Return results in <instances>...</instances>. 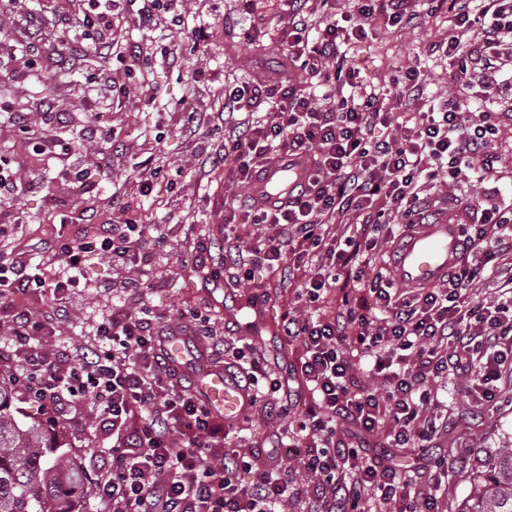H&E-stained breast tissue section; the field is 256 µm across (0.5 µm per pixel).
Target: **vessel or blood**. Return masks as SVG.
Wrapping results in <instances>:
<instances>
[{
	"mask_svg": "<svg viewBox=\"0 0 512 512\" xmlns=\"http://www.w3.org/2000/svg\"><path fill=\"white\" fill-rule=\"evenodd\" d=\"M301 170L300 159L293 157L264 167L259 187L266 204L287 201L289 192L300 179ZM459 257L456 224L441 217L435 223L417 225L405 234L397 249L396 279L404 286L439 283ZM197 392L209 408L229 421L241 418L250 407V395L245 385L232 373L208 364L201 367Z\"/></svg>",
	"mask_w": 512,
	"mask_h": 512,
	"instance_id": "1",
	"label": "vessel or blood"
}]
</instances>
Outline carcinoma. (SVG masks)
Segmentation results:
<instances>
[{
	"instance_id": "cac0c4a2",
	"label": "carcinoma",
	"mask_w": 512,
	"mask_h": 512,
	"mask_svg": "<svg viewBox=\"0 0 512 512\" xmlns=\"http://www.w3.org/2000/svg\"><path fill=\"white\" fill-rule=\"evenodd\" d=\"M64 446L54 425L19 424L11 393L0 385V512H75L80 473ZM461 512H512V448L500 449L477 476Z\"/></svg>"
}]
</instances>
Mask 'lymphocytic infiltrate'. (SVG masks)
Listing matches in <instances>:
<instances>
[{"mask_svg": "<svg viewBox=\"0 0 512 512\" xmlns=\"http://www.w3.org/2000/svg\"><path fill=\"white\" fill-rule=\"evenodd\" d=\"M321 4L315 15L289 9L280 30L287 62L316 85L255 84L248 95L272 96V111L224 135V176L232 182L252 185L265 165L284 156L309 166L286 203L225 204L224 233L252 237L251 253L268 265L288 258L303 269L284 328L301 344L296 372L312 393L304 426L323 441L297 452L314 491L291 487L284 474L239 482L250 460L227 444L223 415L180 388V372L165 362L148 311L104 318L97 333L106 347L74 358L37 344V337L53 335V317L35 321L15 309L16 388L46 407L78 411L89 393L100 400L98 425L111 430L112 446L94 493L108 512H286L292 496L306 498V512H373L378 503L410 512L414 496L436 512L447 459L418 457L427 487L412 491L386 459L339 439L342 422L367 435L388 431L393 447L421 450L438 431L428 415L438 379L468 376L471 391L492 403L496 382L512 372V258L498 251L512 240V204L483 209L474 230H461L462 259L439 286L396 287L382 261L381 234L384 217L394 213L402 228L422 223L428 196L443 194L448 179L467 171L482 181L492 170L502 129L489 92L512 73V0H448L458 33L442 52L466 94L432 98L398 124L394 111L425 93L417 70L381 92L358 86L352 70L331 63L341 44L367 37L376 17L393 27L418 24L416 0H353L341 14L335 0ZM340 81L352 86L350 95H337ZM390 126L395 135L381 137ZM350 212L365 226L357 239L332 230ZM67 286L29 274L0 253L2 303L28 288L58 302ZM491 286L498 295L489 301L482 291ZM334 290L340 305L324 313ZM360 358L368 365L364 381L355 374Z\"/></svg>", "mask_w": 512, "mask_h": 512, "instance_id": "f902f5d3", "label": "lymphocytic infiltrate"}]
</instances>
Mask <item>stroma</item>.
<instances>
[{
	"instance_id": "obj_1",
	"label": "stroma",
	"mask_w": 512,
	"mask_h": 512,
	"mask_svg": "<svg viewBox=\"0 0 512 512\" xmlns=\"http://www.w3.org/2000/svg\"><path fill=\"white\" fill-rule=\"evenodd\" d=\"M51 0H24L0 13V157L19 161L23 189L9 207L0 209V249L27 264L48 262L41 244L53 236L93 235L103 224L118 223L120 210L140 222V255L135 263H117L108 255H91L75 272L63 292L67 311L58 319L46 345L53 352H84L102 345L97 334L102 318L122 311L149 310L158 323L178 332L185 310L197 311L207 336L195 344L212 365H223L225 348L245 340L252 343L262 376L290 377L301 346L288 342L281 331L299 280L262 265L250 279L233 284L224 272V202L247 200L249 191L225 181L224 132L250 113L269 110L265 100H246L239 111L224 106L226 89L275 83L285 57L267 30L276 26L281 0H260L246 12L241 0H184L181 18L159 12L153 26H127L141 7L140 0H122L114 18V37L121 47L138 46L151 52L147 69L127 72L118 60L101 61L86 51L79 71L63 78L34 76L48 66L45 57L29 47V12L47 15ZM427 13L411 28L397 29L376 19L368 37L346 49L344 67L354 68L358 81L384 90L397 72L419 68L433 93L456 90L452 69L441 47L452 35L448 7L427 0ZM249 32L263 34L262 46L246 40ZM109 70L112 82L90 92L88 74ZM197 108L199 123L189 124L182 111ZM69 115L58 126L54 115ZM99 120L113 129L115 139L106 153V166L85 167L73 176L62 163L35 154L32 146L43 137H60L83 155L96 156L98 144L80 139L76 127ZM495 172L469 189L462 200V221L478 223L482 208L512 202V113L500 116ZM155 178L160 192L144 195L142 184ZM467 379L442 381L438 414L452 423L436 445L452 466L438 492L439 512H460L473 493L472 478L485 470L489 457L512 448V376L496 383L498 404L485 410L466 392ZM306 393L298 385L269 398L267 406L252 409L234 422L232 441L245 454L259 456L263 470L288 472L301 486L312 480L286 456L269 458L281 433L303 443L302 408ZM289 414H281V404ZM98 411L87 399L83 414L62 411L54 419L69 447L78 449V462L88 481H95L112 434L94 427Z\"/></svg>"
}]
</instances>
